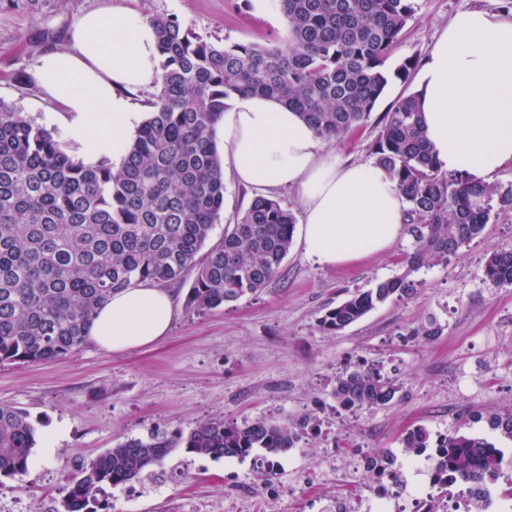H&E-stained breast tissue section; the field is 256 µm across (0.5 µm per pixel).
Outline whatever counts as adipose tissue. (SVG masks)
Segmentation results:
<instances>
[{"label": "adipose tissue", "instance_id": "1", "mask_svg": "<svg viewBox=\"0 0 512 512\" xmlns=\"http://www.w3.org/2000/svg\"><path fill=\"white\" fill-rule=\"evenodd\" d=\"M34 71L58 106L46 119L67 152L88 165L120 163L145 120L133 93L160 85L155 30L129 0H109L83 13L66 45L41 55ZM415 93L440 169L491 183L512 165V17L457 12L421 66ZM216 146L236 182L298 193L300 243L322 266L384 253L402 235L406 203L385 171L372 162H338L322 137L276 100L230 99ZM174 311L166 289L127 288L98 310L88 335L113 352L144 346L168 334Z\"/></svg>", "mask_w": 512, "mask_h": 512}]
</instances>
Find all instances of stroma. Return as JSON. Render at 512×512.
<instances>
[{
	"instance_id": "1",
	"label": "stroma",
	"mask_w": 512,
	"mask_h": 512,
	"mask_svg": "<svg viewBox=\"0 0 512 512\" xmlns=\"http://www.w3.org/2000/svg\"><path fill=\"white\" fill-rule=\"evenodd\" d=\"M99 0H48L35 15L0 10V99L36 124L55 108L33 78L44 52L63 47L73 21ZM147 15L177 17L212 41L268 43L285 34L278 6L254 12L251 0H141ZM502 0H418L390 62L425 60L458 11L500 12ZM413 83L392 82L367 125L326 150L371 160L379 120ZM402 234L386 253L358 264L327 268L293 243L280 273L257 294L199 313L187 306L188 284L173 283L175 314L167 336L112 352L86 341L49 363L0 365V404L25 410L38 428L33 512H50L75 469L128 438L189 431L212 419L274 416L300 422L333 400L336 377L375 361L397 377L391 402L339 419L337 437L364 449L401 450L415 426L431 433L466 425L512 459V439L491 430L490 416L512 414V286L492 288L484 265L512 248V208H494L480 237L447 264L420 269L410 298H392L336 333L318 326L324 313L359 290L400 274L398 257L412 251ZM442 330L417 336L428 317ZM466 382L458 392V382ZM182 454L155 467L153 488L127 512H224V462L201 458L184 471Z\"/></svg>"
}]
</instances>
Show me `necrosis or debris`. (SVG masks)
<instances>
[{
  "instance_id": "1",
  "label": "necrosis or debris",
  "mask_w": 512,
  "mask_h": 512,
  "mask_svg": "<svg viewBox=\"0 0 512 512\" xmlns=\"http://www.w3.org/2000/svg\"><path fill=\"white\" fill-rule=\"evenodd\" d=\"M225 464L229 468L226 512H262L265 501L294 497L312 501L315 512H512V486L504 487L501 481L458 486L443 493L441 485L447 476L425 454L400 457L379 470L377 480L369 485L364 477L372 467L371 456L352 448L341 452L327 448L319 468L296 470L290 484L280 478V459L251 456L250 469L270 474L253 489L246 486L233 458H226ZM338 477L363 486V493L353 500L330 495Z\"/></svg>"
}]
</instances>
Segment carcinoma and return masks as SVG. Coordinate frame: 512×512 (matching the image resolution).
Wrapping results in <instances>:
<instances>
[{
	"instance_id": "1",
	"label": "carcinoma",
	"mask_w": 512,
	"mask_h": 512,
	"mask_svg": "<svg viewBox=\"0 0 512 512\" xmlns=\"http://www.w3.org/2000/svg\"><path fill=\"white\" fill-rule=\"evenodd\" d=\"M286 19L281 44L213 42L169 15L150 17L161 83L150 116L126 159L86 167L51 132L0 100V364L50 362L81 346L98 309L140 283H183L187 306L216 309L264 288L290 251L295 217L280 202L255 197L220 240L200 251L224 208V168L214 124L239 93L276 98L325 139L340 140L369 120L392 81L405 84L418 60L387 65L402 41L416 0H277ZM35 14L42 0H0ZM374 161L407 203L413 252L405 270L354 293L320 320L338 332L391 298L419 288L412 275L479 236L493 206L512 207V190L472 185L435 164L414 95L383 115ZM485 282L512 286V249L491 254ZM394 378L363 362L336 378L333 397L351 414L388 404ZM302 424L263 417L241 424H198L188 433L128 439L84 462L56 512H98L106 488L140 481L179 448L213 460L260 450L277 457L296 447ZM37 428L23 410L0 404V479L27 474ZM403 447L431 450L450 483L494 480L502 456L486 439L455 430L434 440L418 426ZM483 449L482 472L469 449Z\"/></svg>"
}]
</instances>
